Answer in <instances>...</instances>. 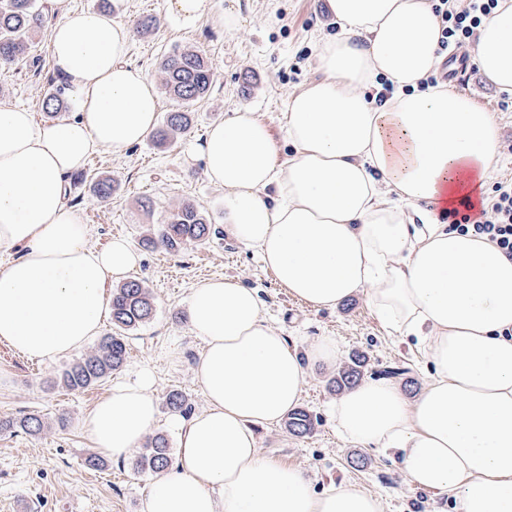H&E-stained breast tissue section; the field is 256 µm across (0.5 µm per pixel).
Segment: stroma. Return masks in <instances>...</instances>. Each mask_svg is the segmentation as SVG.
<instances>
[{"label": "stroma", "mask_w": 512, "mask_h": 512, "mask_svg": "<svg viewBox=\"0 0 512 512\" xmlns=\"http://www.w3.org/2000/svg\"><path fill=\"white\" fill-rule=\"evenodd\" d=\"M228 10L242 18L231 33L222 25ZM149 14L155 16L156 28L148 36H134L127 61L158 88L159 112L175 107L160 90L159 63L176 49L191 47L207 56L214 72L212 90L194 105V125L175 144L159 148L148 139L120 153L108 148L95 152L82 168L81 180L71 183L67 202L81 210L91 246L101 248L123 237L138 248L141 261L132 276L150 289L156 312L150 322L129 332L125 366L83 391L61 388L54 379L65 366L94 351L96 340L53 360L31 359L10 346L0 350V420L36 413L45 421L34 435L0 433V512H15L23 504L31 505L32 512H141L154 477L133 471L138 449L106 458L101 469H86L84 459L93 448L82 423L113 385L147 370L161 404L156 430L177 445L174 424L180 415L164 407L167 393L183 392L195 413L206 405L194 380L202 343L191 331L185 300L196 284L217 276L238 278L255 289L270 325L299 353L323 336L334 337L340 349L335 364L306 365L299 406L313 415V433L295 437L282 422L256 427L260 453L304 469L317 490L346 484L372 492L381 498L383 512H453L447 499L416 488L384 453L346 442L336 428L334 406L341 392L333 380L353 354L365 358L364 379H383L386 367H399L403 374L396 382L406 396L419 392L430 370L414 340L387 331L365 295L333 310H318L294 298L263 266L255 249L223 232L224 189L208 178L202 162L188 161L185 155L190 141L243 106L269 128L280 156L291 153L283 130L288 100L321 78L318 45L337 32L327 0H210L209 13L193 26L177 20L167 0H113L115 21L132 26ZM49 38V27H42L22 61L0 68V103L26 108L40 121L45 118L44 97L64 82L53 64ZM462 90L494 112L501 139L512 140V107L501 109L504 92L484 78L476 63H469ZM100 176L116 185L110 199H97L91 192ZM144 197L150 198L152 213L139 207ZM187 201L208 212L220 235L178 252L143 247L148 225L163 223Z\"/></svg>", "instance_id": "1"}]
</instances>
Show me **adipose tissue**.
Returning a JSON list of instances; mask_svg holds the SVG:
<instances>
[{"label": "adipose tissue", "instance_id": "1", "mask_svg": "<svg viewBox=\"0 0 512 512\" xmlns=\"http://www.w3.org/2000/svg\"><path fill=\"white\" fill-rule=\"evenodd\" d=\"M50 53L70 118L38 122L0 104V340L43 360L97 336L108 287L140 259L124 239L98 249L66 202V177L96 151L143 142L155 90L125 61L132 29L52 0ZM436 0H328L339 34L318 48L323 79L290 97L292 156L278 159L266 125L241 108L187 156L224 188V222L295 297L333 309L364 293L383 326L414 338L430 379L415 400L369 380L334 408L341 436L393 455L419 488L455 512H512V260L449 230L457 199L486 206L499 164V123L453 86L424 87L441 64ZM483 76L512 92V0H501L474 46ZM387 80L384 105L366 89ZM191 330L203 350L195 377L205 408L178 421L174 466L152 483L145 512H383L352 486L316 491L299 467L263 456L254 426L278 423L299 400L303 359L333 363L326 336L299 354L238 278L191 288ZM151 373L118 385L88 414L101 455L136 447L158 422Z\"/></svg>", "mask_w": 512, "mask_h": 512}]
</instances>
